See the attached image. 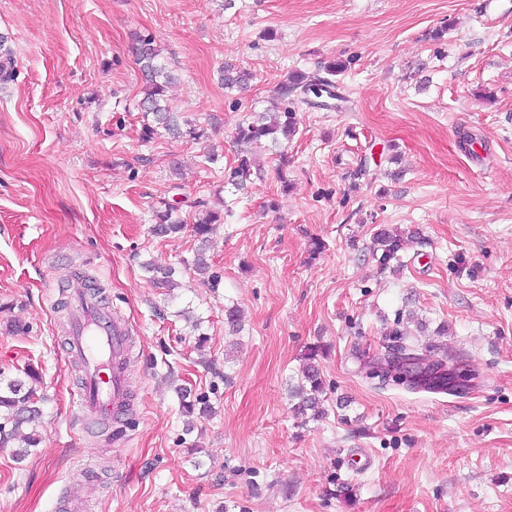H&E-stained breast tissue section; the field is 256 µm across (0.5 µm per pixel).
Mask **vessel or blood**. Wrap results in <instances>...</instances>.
Instances as JSON below:
<instances>
[{
  "label": "vessel or blood",
  "mask_w": 512,
  "mask_h": 512,
  "mask_svg": "<svg viewBox=\"0 0 512 512\" xmlns=\"http://www.w3.org/2000/svg\"><path fill=\"white\" fill-rule=\"evenodd\" d=\"M69 306L68 344L84 371L76 400L79 414L99 420L120 416L130 399L129 327L118 314L101 308L84 282L71 288Z\"/></svg>",
  "instance_id": "vessel-or-blood-1"
}]
</instances>
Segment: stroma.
I'll use <instances>...</instances> for the list:
<instances>
[{"instance_id":"stroma-1","label":"stroma","mask_w":512,"mask_h":512,"mask_svg":"<svg viewBox=\"0 0 512 512\" xmlns=\"http://www.w3.org/2000/svg\"><path fill=\"white\" fill-rule=\"evenodd\" d=\"M486 2L0 0L15 71L0 85V322L21 327L0 331V377L34 367L45 396L39 445L22 460L0 447V512H59L82 480L93 512H512V0ZM140 32L203 138L140 139ZM334 57L352 61L343 107L297 105L287 159L266 145L248 192L225 185L239 123ZM227 61L254 75L243 95L224 91ZM385 146L393 162L355 178ZM200 201L224 215L213 283L182 267ZM166 202L185 228L159 238ZM384 228L414 237L402 268L372 258ZM148 260L177 267L181 289L156 288ZM77 278L136 336L112 437L73 404L62 289ZM395 328L467 358L468 388L362 377L359 355ZM314 346L320 418L289 396ZM180 385L215 409L190 432Z\"/></svg>"}]
</instances>
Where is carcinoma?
I'll return each instance as SVG.
<instances>
[{"instance_id":"cac0c4a2","label":"carcinoma","mask_w":512,"mask_h":512,"mask_svg":"<svg viewBox=\"0 0 512 512\" xmlns=\"http://www.w3.org/2000/svg\"><path fill=\"white\" fill-rule=\"evenodd\" d=\"M134 54L141 74V98L138 109L142 112L140 138L149 141L164 133L172 137H190L199 139L204 131L190 124L180 113L174 111L168 103V89L175 84L176 75L169 68L163 57V49L150 35L137 34L134 36ZM347 70L343 60H331L313 73L296 72L280 81L276 86V110L272 114L259 113L238 126L235 140L240 146L235 165L227 170L226 182L237 190H244L251 182L253 165L252 149L264 143L275 145L282 141L291 140L298 132L295 105L306 104L312 108L333 109L337 103L345 101L338 92L336 76ZM253 75L248 70L233 63L224 64L222 82L224 90H244L252 80ZM223 221L221 213L205 210L198 215L192 226L194 237L199 241V247L188 263L199 275L214 279L211 264L206 254V246L212 225ZM184 228L182 220L173 217V207L167 205L157 211L156 224L152 233L157 237H168ZM378 266L382 270L391 265L402 266L401 252L404 250V238L401 234L386 229L380 230L375 236ZM145 271L153 274V280L163 288L178 287L175 280L176 269L162 266L153 261L144 264ZM391 345L382 358L394 361L399 354L418 353L417 345L409 340L406 332L397 328L389 334ZM420 354V353H418ZM319 349L310 350L305 357L304 384L296 386L293 396L299 399L295 407L303 414L310 410L313 416L323 415L319 394L323 392V381L318 364ZM418 380L412 387L414 391L446 392L448 391V374L456 373L464 366L463 360L453 354H444L438 359H432L422 353L414 362ZM183 412L190 415L198 413L206 417L212 413L208 401L204 398H193L187 389L178 391ZM38 400L35 389L26 386L21 378L10 379L5 387H0V446L3 447L16 436L21 434L23 427L34 426L41 416L37 406Z\"/></svg>"}]
</instances>
